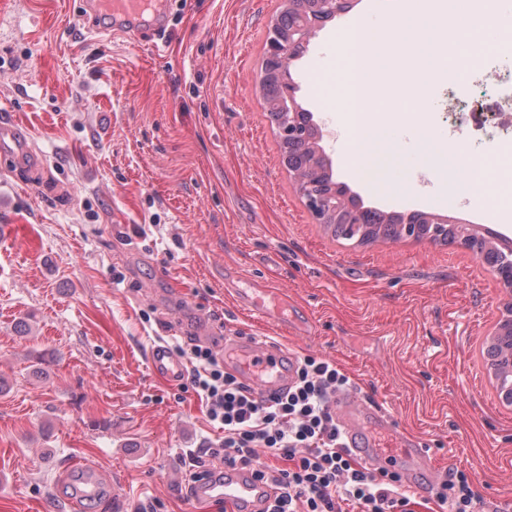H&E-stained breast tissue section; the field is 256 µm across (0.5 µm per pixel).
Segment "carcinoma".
Instances as JSON below:
<instances>
[{"mask_svg": "<svg viewBox=\"0 0 512 512\" xmlns=\"http://www.w3.org/2000/svg\"><path fill=\"white\" fill-rule=\"evenodd\" d=\"M336 16L324 12L315 0H283L271 22V30L282 39V45L292 58L299 61L307 52L308 45L297 41V29L310 26L323 28ZM259 88L264 109L269 113L279 138L281 162L292 175L302 199L316 198L324 202L322 224L339 238L358 245L372 244L380 239H399L404 236L406 225L417 229V237L452 243L460 224L450 222L442 215L438 222H428L424 211H386L366 206L351 188L336 178L333 164L320 145L321 128L314 123L311 111L304 103L288 111V92L299 91V84L292 72L284 71L277 62L264 58L259 71ZM293 133L285 134L288 128ZM479 247L495 250L498 264L512 267V248L501 247L485 237L474 239ZM490 372L498 382L499 396L512 405V373L493 364Z\"/></svg>", "mask_w": 512, "mask_h": 512, "instance_id": "cac0c4a2", "label": "carcinoma"}]
</instances>
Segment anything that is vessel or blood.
Listing matches in <instances>:
<instances>
[{
    "mask_svg": "<svg viewBox=\"0 0 512 512\" xmlns=\"http://www.w3.org/2000/svg\"><path fill=\"white\" fill-rule=\"evenodd\" d=\"M100 10L104 25L102 34L130 36L148 27L163 30L167 20V0H86ZM384 0H367L361 14L345 20L343 29L350 32L372 24ZM340 36L326 39L319 45L306 70L302 83H310L317 74L321 59L338 50ZM31 150L16 136L9 123L0 120V156L24 161ZM235 295L246 309L257 317L277 324H287L288 298L278 288L252 285L236 289ZM224 368L245 384L270 397L287 391L294 381L295 357L286 348L267 339L254 336H228L222 350ZM151 370L176 383L186 374L187 364L165 342L155 343L148 355ZM336 421L343 430L346 445L352 455L370 466H384L390 457L407 460L404 472L407 486L423 488L432 483L437 470L426 448L405 433L397 431L390 417L364 401L352 391L339 392L332 397ZM104 484L95 470H84L76 497L85 502L98 500ZM191 498L224 500L229 512H264L272 502L275 491L271 483L258 480L252 467L227 466L223 470L203 468L195 481L188 485Z\"/></svg>",
    "mask_w": 512,
    "mask_h": 512,
    "instance_id": "1",
    "label": "vessel or blood"
}]
</instances>
